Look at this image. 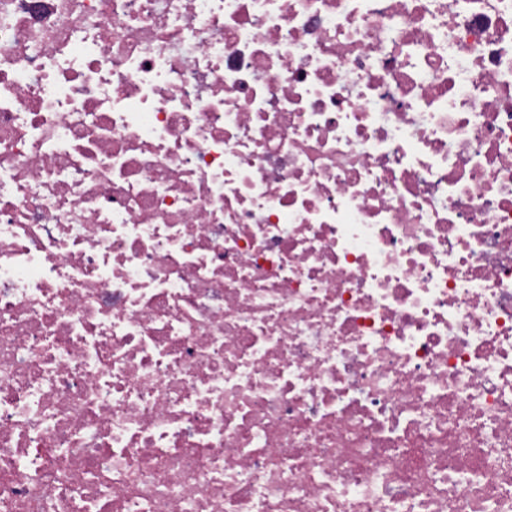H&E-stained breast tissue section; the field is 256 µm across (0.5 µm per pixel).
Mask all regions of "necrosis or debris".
Here are the masks:
<instances>
[{
  "instance_id": "necrosis-or-debris-1",
  "label": "necrosis or debris",
  "mask_w": 512,
  "mask_h": 512,
  "mask_svg": "<svg viewBox=\"0 0 512 512\" xmlns=\"http://www.w3.org/2000/svg\"><path fill=\"white\" fill-rule=\"evenodd\" d=\"M0 512H512V0H0Z\"/></svg>"
}]
</instances>
